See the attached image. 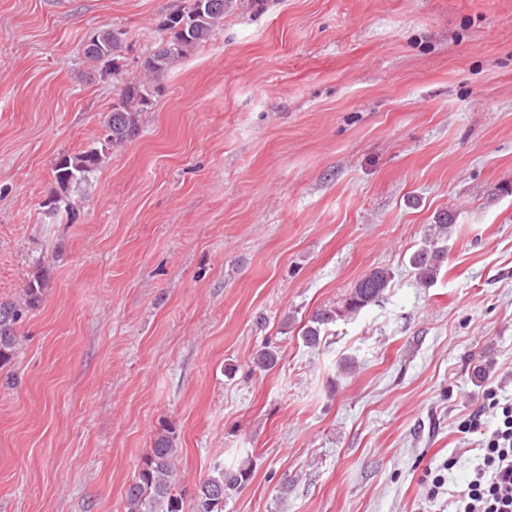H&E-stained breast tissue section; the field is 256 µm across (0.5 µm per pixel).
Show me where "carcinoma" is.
I'll return each mask as SVG.
<instances>
[{"instance_id": "cac0c4a2", "label": "carcinoma", "mask_w": 512, "mask_h": 512, "mask_svg": "<svg viewBox=\"0 0 512 512\" xmlns=\"http://www.w3.org/2000/svg\"><path fill=\"white\" fill-rule=\"evenodd\" d=\"M232 0H187L184 5L166 16L160 30L165 33L159 49L146 57L144 70L160 76L169 62L206 42L214 29L224 21V9ZM126 32L120 29H102L89 36L85 43V57L97 64L108 66L121 51ZM151 102L150 93L143 83L129 82L121 86L118 98L112 102L105 118V134L101 147L80 154L65 155L55 166L56 187L47 197L44 207L54 215H71L78 206L75 192L90 183L99 173L109 147L123 144L138 135V114ZM445 252L434 242L418 248L409 264L424 283L436 277ZM393 274L385 269H374L361 277L351 289L343 306L315 311L303 332V340L311 345L320 340L321 327L339 317L357 314L362 309L381 301L389 288ZM43 295V280L35 276L24 290L23 302H0V366L8 363L16 348L15 325L23 310L35 308ZM278 362V352L268 346L259 350L254 358L256 367L265 370ZM175 432L171 428L160 431L152 448L144 457L135 481L126 492L125 512H183L184 493L175 489L176 454ZM250 478L246 468L224 470L200 483L191 495L192 512H224V499L239 490Z\"/></svg>"}]
</instances>
